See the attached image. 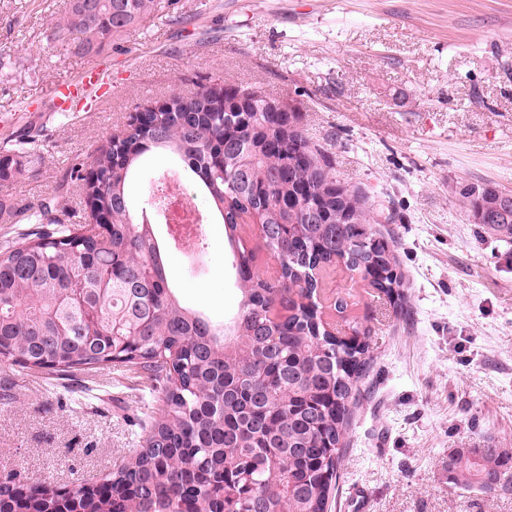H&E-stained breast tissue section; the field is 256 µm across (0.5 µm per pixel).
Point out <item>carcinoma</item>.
I'll return each instance as SVG.
<instances>
[{
  "label": "carcinoma",
  "mask_w": 512,
  "mask_h": 512,
  "mask_svg": "<svg viewBox=\"0 0 512 512\" xmlns=\"http://www.w3.org/2000/svg\"><path fill=\"white\" fill-rule=\"evenodd\" d=\"M171 0H70L56 29L77 52L96 54L128 27L173 19ZM234 91L224 96V88ZM92 155L82 176L89 221L66 224L50 200L20 212L25 224L0 243V360L60 376L132 365L164 394L145 443L106 478V499L74 490L61 503L49 481L27 508L43 512H327L340 474L358 383L370 367L371 329L350 314L355 296L325 291L340 270L402 313L394 245L376 227L366 192L342 182L330 142L285 130L254 86L213 83L165 108H143ZM224 146L217 160L214 148ZM18 143L0 156V181L24 173ZM178 164L224 225L240 300L217 322L177 295L155 235L149 199L133 182L153 154ZM482 228L512 242V202L481 181L455 187ZM265 226L253 249L236 244L242 221ZM278 261L253 271L257 252ZM335 311L351 332L335 336ZM276 450L287 470L262 460ZM452 487L512 492V448H454Z\"/></svg>",
  "instance_id": "cac0c4a2"
}]
</instances>
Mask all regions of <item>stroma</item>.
<instances>
[{"instance_id":"obj_1","label":"stroma","mask_w":512,"mask_h":512,"mask_svg":"<svg viewBox=\"0 0 512 512\" xmlns=\"http://www.w3.org/2000/svg\"><path fill=\"white\" fill-rule=\"evenodd\" d=\"M69 0H0V142L29 134V171L0 184V241L11 211L56 198L85 221L75 164L131 115L199 84H251L293 100L312 139L335 138L339 177L379 194L406 283L395 315L348 277L372 329L371 368L351 416L328 512H512V495L449 486L455 448H512V242L473 224L454 190L512 191V0H172L182 24L128 29L99 54L56 39ZM102 63L112 95L47 109L54 84ZM179 297L213 319L237 304L223 225L171 250ZM55 375L0 361V474L31 489L99 483L145 437L150 382L113 366Z\"/></svg>"}]
</instances>
